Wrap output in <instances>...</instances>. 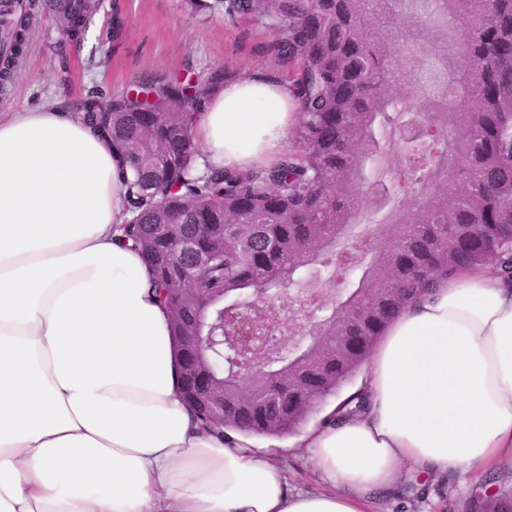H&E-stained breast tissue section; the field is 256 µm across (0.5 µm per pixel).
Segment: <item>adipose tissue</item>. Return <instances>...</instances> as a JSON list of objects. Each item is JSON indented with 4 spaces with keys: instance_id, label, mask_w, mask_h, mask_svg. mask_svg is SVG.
<instances>
[{
    "instance_id": "adipose-tissue-1",
    "label": "adipose tissue",
    "mask_w": 512,
    "mask_h": 512,
    "mask_svg": "<svg viewBox=\"0 0 512 512\" xmlns=\"http://www.w3.org/2000/svg\"><path fill=\"white\" fill-rule=\"evenodd\" d=\"M272 74L225 82L195 126L203 160L264 168L299 122ZM123 155L78 115L0 117V512H373L411 476L478 489L512 467V281L461 268L386 328L355 415L301 428L321 487L250 437L200 429L169 310L120 231Z\"/></svg>"
}]
</instances>
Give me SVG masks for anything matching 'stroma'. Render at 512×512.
Masks as SVG:
<instances>
[{
    "label": "stroma",
    "instance_id": "stroma-1",
    "mask_svg": "<svg viewBox=\"0 0 512 512\" xmlns=\"http://www.w3.org/2000/svg\"><path fill=\"white\" fill-rule=\"evenodd\" d=\"M89 41L98 48L99 63L93 67L87 50L63 45L51 21L35 16L15 84L0 95V115L48 104L75 112L92 91L123 90L147 75L220 69L229 81L252 73L288 74L270 33L220 17L189 15L180 0H105ZM63 66L69 72L64 82L58 78ZM255 444L293 485L318 489L306 449L289 447L284 437L259 436Z\"/></svg>",
    "mask_w": 512,
    "mask_h": 512
}]
</instances>
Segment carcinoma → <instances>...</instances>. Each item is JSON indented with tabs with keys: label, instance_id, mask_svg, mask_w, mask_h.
<instances>
[{
	"label": "carcinoma",
	"instance_id": "cac0c4a2",
	"mask_svg": "<svg viewBox=\"0 0 512 512\" xmlns=\"http://www.w3.org/2000/svg\"><path fill=\"white\" fill-rule=\"evenodd\" d=\"M63 40L83 47L103 0H48ZM195 16L220 15L269 31L294 67L300 122L291 152L260 170L195 172L193 125L224 71L147 76L93 92L81 119L125 155L123 235L141 246L172 317L183 400L218 433H296L366 365L387 325L440 278L493 263L512 279V0H181ZM40 0H0V91L13 83ZM419 103L434 134L387 165L384 142ZM459 126L460 136L447 129ZM429 187L370 241H342L376 208L368 183ZM208 256L201 267L183 241ZM357 272L319 337L265 362L243 383L221 343L224 309L260 287L307 288L311 265ZM194 269L192 277L186 270ZM185 336H213L193 357ZM205 376L224 406L196 397ZM479 512H512V494Z\"/></svg>",
	"mask_w": 512,
	"mask_h": 512
}]
</instances>
